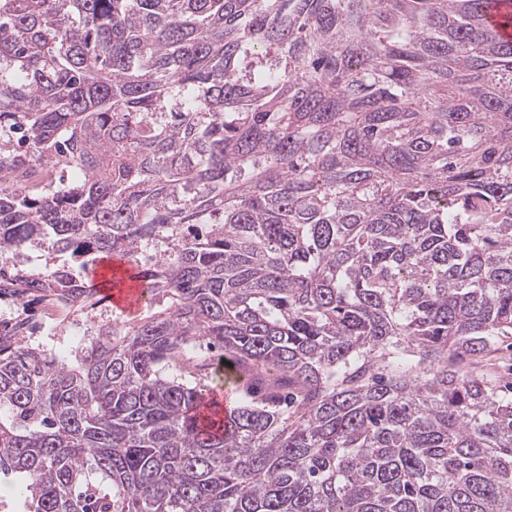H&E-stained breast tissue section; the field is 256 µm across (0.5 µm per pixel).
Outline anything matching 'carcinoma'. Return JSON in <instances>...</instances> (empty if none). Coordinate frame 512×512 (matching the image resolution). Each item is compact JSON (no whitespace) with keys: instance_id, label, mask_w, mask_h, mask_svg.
I'll use <instances>...</instances> for the list:
<instances>
[{"instance_id":"cac0c4a2","label":"carcinoma","mask_w":512,"mask_h":512,"mask_svg":"<svg viewBox=\"0 0 512 512\" xmlns=\"http://www.w3.org/2000/svg\"><path fill=\"white\" fill-rule=\"evenodd\" d=\"M485 0H0L12 512H512V40ZM69 168L77 179L54 184ZM224 363L236 406L204 404Z\"/></svg>"}]
</instances>
